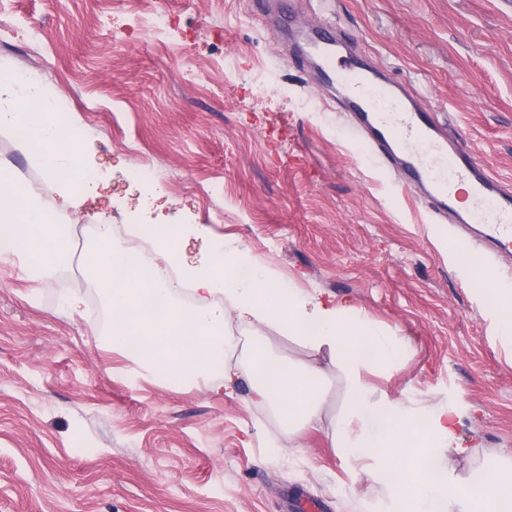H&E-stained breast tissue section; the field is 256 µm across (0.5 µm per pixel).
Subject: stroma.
<instances>
[{
	"mask_svg": "<svg viewBox=\"0 0 512 512\" xmlns=\"http://www.w3.org/2000/svg\"><path fill=\"white\" fill-rule=\"evenodd\" d=\"M271 35L259 0H0V64L40 71L61 121L101 159L82 186L68 263L0 262V512H382L364 461L335 447L348 393L329 352L263 327L278 357L326 376L315 426L287 428L251 399V327L227 318L235 382L137 376L113 351L84 249L96 224L134 246L131 224H198L288 287L352 307L405 340L370 367L371 397L450 405L469 455L451 479L512 457V339L487 274L512 254L430 215L296 54L294 33L332 26L446 122L474 161L512 185V0H289ZM150 166V180L135 169ZM0 169L53 204L42 171L0 134ZM223 210L216 220L215 210ZM82 297L67 315L66 295Z\"/></svg>",
	"mask_w": 512,
	"mask_h": 512,
	"instance_id": "35a3bbf8",
	"label": "stroma"
}]
</instances>
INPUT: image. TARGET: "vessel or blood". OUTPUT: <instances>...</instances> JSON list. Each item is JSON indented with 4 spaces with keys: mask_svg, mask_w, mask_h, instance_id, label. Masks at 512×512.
<instances>
[{
    "mask_svg": "<svg viewBox=\"0 0 512 512\" xmlns=\"http://www.w3.org/2000/svg\"><path fill=\"white\" fill-rule=\"evenodd\" d=\"M310 47L325 84L340 95L370 142L398 158L405 183L426 189L432 211L452 217L457 224L482 225L492 246L512 250V192L480 170L431 111L397 93L394 85L355 59L339 58L333 31L314 36ZM457 181L469 185L472 207H457L453 192Z\"/></svg>",
    "mask_w": 512,
    "mask_h": 512,
    "instance_id": "vessel-or-blood-1",
    "label": "vessel or blood"
}]
</instances>
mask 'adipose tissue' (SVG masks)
Masks as SVG:
<instances>
[{
	"label": "adipose tissue",
	"mask_w": 512,
	"mask_h": 512,
	"mask_svg": "<svg viewBox=\"0 0 512 512\" xmlns=\"http://www.w3.org/2000/svg\"><path fill=\"white\" fill-rule=\"evenodd\" d=\"M131 236L150 241L154 263L135 249L114 246L112 227L98 225L86 253L110 311L113 349L128 352L145 379H206L223 369L231 341L224 319L261 328L279 323L289 336L312 350L337 358L349 389L350 405L337 423L336 447L371 463L368 475L381 484L387 512H512V461L479 474L468 484L454 482L440 468L441 455L466 454L451 407H411L382 396L369 399L362 370L390 368L403 343L369 321L282 287L278 275L237 250H209L198 260L187 255L188 229L133 224ZM196 305H184L181 288ZM256 402L270 405L288 424L314 425L319 410L320 374L298 368L256 345L252 356Z\"/></svg>",
	"instance_id": "adipose-tissue-1"
}]
</instances>
